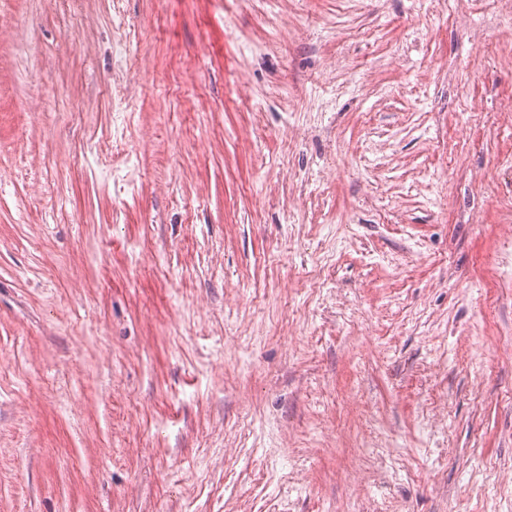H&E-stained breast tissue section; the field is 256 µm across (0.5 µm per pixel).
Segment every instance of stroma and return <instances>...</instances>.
<instances>
[{
    "label": "stroma",
    "mask_w": 512,
    "mask_h": 512,
    "mask_svg": "<svg viewBox=\"0 0 512 512\" xmlns=\"http://www.w3.org/2000/svg\"><path fill=\"white\" fill-rule=\"evenodd\" d=\"M0 0V512H512V13Z\"/></svg>",
    "instance_id": "35a3bbf8"
}]
</instances>
